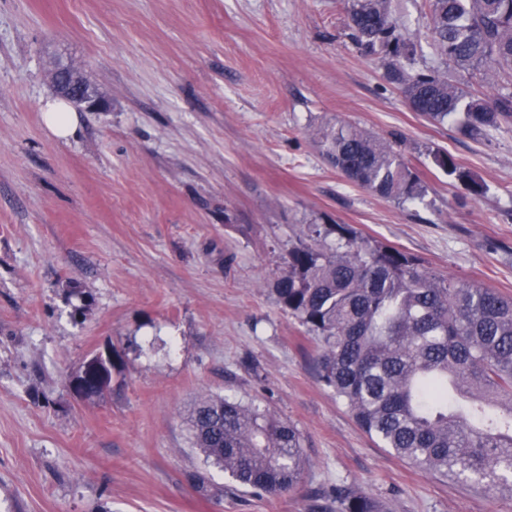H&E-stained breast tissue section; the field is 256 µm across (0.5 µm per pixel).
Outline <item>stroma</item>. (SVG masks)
I'll return each mask as SVG.
<instances>
[{
    "instance_id": "1",
    "label": "stroma",
    "mask_w": 512,
    "mask_h": 512,
    "mask_svg": "<svg viewBox=\"0 0 512 512\" xmlns=\"http://www.w3.org/2000/svg\"><path fill=\"white\" fill-rule=\"evenodd\" d=\"M60 62L104 102L66 141L43 121ZM341 121L397 137L425 197L338 174L315 134ZM436 148L486 193L436 169ZM336 223L512 296V123L468 138L421 117L338 0H0V512H311L337 484L387 512H512L380 448L319 381L272 284L306 225ZM107 346L124 359L111 392L75 396ZM206 394L298 429L297 489L204 464L186 417Z\"/></svg>"
}]
</instances>
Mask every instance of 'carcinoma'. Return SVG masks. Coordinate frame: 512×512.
I'll return each instance as SVG.
<instances>
[{
    "instance_id": "obj_1",
    "label": "carcinoma",
    "mask_w": 512,
    "mask_h": 512,
    "mask_svg": "<svg viewBox=\"0 0 512 512\" xmlns=\"http://www.w3.org/2000/svg\"><path fill=\"white\" fill-rule=\"evenodd\" d=\"M427 46L443 64L478 72L471 94L436 68L417 69L392 0H341L352 39L380 59L410 108L470 137L512 121V0H429ZM397 140L349 123L317 146L349 182L399 204L426 186ZM434 167L473 196L483 182L445 150ZM273 293L317 342L321 382L378 445L425 473L512 495V297L450 279L349 224H309L288 248ZM192 447L239 486L279 496L308 466L297 428L242 398L207 395L188 418ZM336 512H386L364 490L338 485Z\"/></svg>"
}]
</instances>
